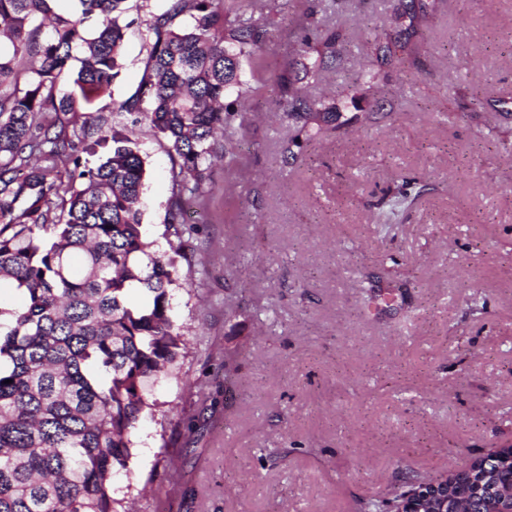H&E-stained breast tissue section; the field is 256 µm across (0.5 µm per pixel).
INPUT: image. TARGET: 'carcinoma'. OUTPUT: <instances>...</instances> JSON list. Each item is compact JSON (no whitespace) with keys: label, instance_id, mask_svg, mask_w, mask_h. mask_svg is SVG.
Here are the masks:
<instances>
[{"label":"carcinoma","instance_id":"carcinoma-1","mask_svg":"<svg viewBox=\"0 0 512 512\" xmlns=\"http://www.w3.org/2000/svg\"><path fill=\"white\" fill-rule=\"evenodd\" d=\"M53 2L0 0V280L24 298L0 307V512H132L114 478L134 474L133 430L156 412L150 385L188 353L170 303L174 259L142 232L135 134L146 127L167 143L166 232L181 256L182 237L194 233L187 207L242 128L238 103L252 86L240 59L262 58L288 0H251L232 15L222 0H140L144 74L107 114L96 104L119 73L130 0H72V13L53 12ZM90 19L97 28L86 37ZM291 23L296 65L315 80L340 60L339 35L316 40L308 16ZM362 77L370 92L389 72L371 65ZM279 87L292 155L336 112ZM98 147L106 152L92 164ZM426 189L416 178L394 181L380 201L387 223ZM398 496L366 500L362 512H388Z\"/></svg>","mask_w":512,"mask_h":512}]
</instances>
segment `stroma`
Returning a JSON list of instances; mask_svg holds the SVG:
<instances>
[{"mask_svg":"<svg viewBox=\"0 0 512 512\" xmlns=\"http://www.w3.org/2000/svg\"><path fill=\"white\" fill-rule=\"evenodd\" d=\"M312 1L322 27L346 31L343 61L292 88L343 119L284 154L274 80L295 53L276 17L261 59L273 80L211 168L197 264L177 266L190 351L152 388L165 420L133 431L136 512H359L403 477L512 444V0H415L403 24L398 0H291V13ZM127 20L107 112L144 73L146 14ZM397 35L419 64L389 61L390 83L365 93L374 43ZM137 139L144 230L167 256V144ZM403 176L429 188L379 235L377 203ZM369 286L395 291L390 311L365 315Z\"/></svg>","mask_w":512,"mask_h":512,"instance_id":"1","label":"stroma"}]
</instances>
